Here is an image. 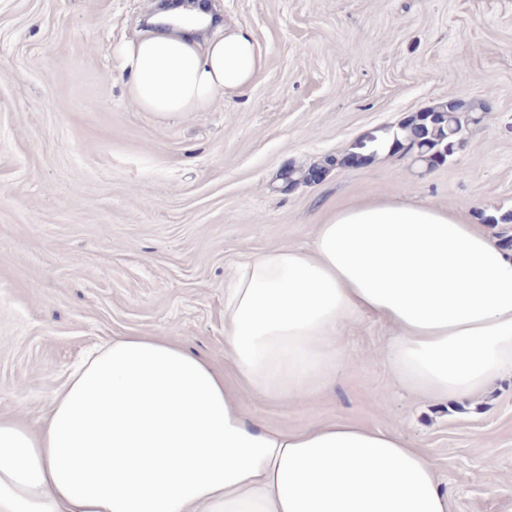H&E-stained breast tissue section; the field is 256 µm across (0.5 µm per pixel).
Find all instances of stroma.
Instances as JSON below:
<instances>
[{
  "instance_id": "1",
  "label": "stroma",
  "mask_w": 512,
  "mask_h": 512,
  "mask_svg": "<svg viewBox=\"0 0 512 512\" xmlns=\"http://www.w3.org/2000/svg\"><path fill=\"white\" fill-rule=\"evenodd\" d=\"M158 0H0V414L37 421L112 336H169L224 370V289L246 256L303 246L326 210L405 198L470 223L512 212V0H211L264 66L205 112H142L116 47ZM456 99L487 104L452 160L381 155L285 188L288 165ZM316 397L249 396L273 429L357 421L434 463L454 512H512V379L460 404L402 389L392 334L346 325Z\"/></svg>"
}]
</instances>
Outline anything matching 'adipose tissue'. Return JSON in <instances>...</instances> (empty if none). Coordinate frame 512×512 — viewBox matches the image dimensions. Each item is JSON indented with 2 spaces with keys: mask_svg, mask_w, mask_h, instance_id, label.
<instances>
[{
  "mask_svg": "<svg viewBox=\"0 0 512 512\" xmlns=\"http://www.w3.org/2000/svg\"><path fill=\"white\" fill-rule=\"evenodd\" d=\"M143 112H204L262 67L241 28L123 43ZM393 331L408 391L474 398L512 374V253L458 211L396 198L325 213L308 247L239 263L224 294L235 380L171 338L86 349L30 424L0 417V512H453L433 462L398 432L328 422L269 430L244 394L294 402L344 368L345 324Z\"/></svg>",
  "mask_w": 512,
  "mask_h": 512,
  "instance_id": "1",
  "label": "adipose tissue"
}]
</instances>
